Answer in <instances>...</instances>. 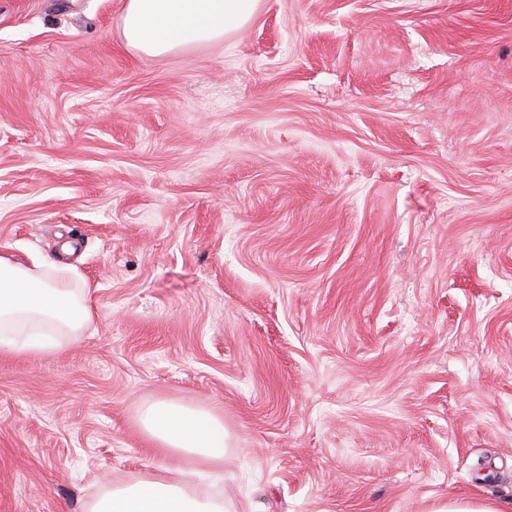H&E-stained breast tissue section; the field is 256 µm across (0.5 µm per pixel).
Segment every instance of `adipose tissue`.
<instances>
[{"label":"adipose tissue","instance_id":"1","mask_svg":"<svg viewBox=\"0 0 512 512\" xmlns=\"http://www.w3.org/2000/svg\"><path fill=\"white\" fill-rule=\"evenodd\" d=\"M255 0H126L122 37L145 57L217 43L247 25ZM91 290L71 265L40 257L21 263L0 254V352L60 349L91 321ZM144 429L162 446L166 464L113 486L87 512H225L222 498L204 494L190 477L201 464L223 467L226 431L208 411L172 402L148 405Z\"/></svg>","mask_w":512,"mask_h":512}]
</instances>
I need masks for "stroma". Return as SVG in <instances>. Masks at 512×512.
<instances>
[{
	"label": "stroma",
	"mask_w": 512,
	"mask_h": 512,
	"mask_svg": "<svg viewBox=\"0 0 512 512\" xmlns=\"http://www.w3.org/2000/svg\"><path fill=\"white\" fill-rule=\"evenodd\" d=\"M124 5L0 0V252L93 309L0 354V512L146 473L155 401L223 420L231 512H512V0H256L155 58ZM427 512H504V509L496 502L474 504L466 501H452L437 503Z\"/></svg>",
	"instance_id": "obj_1"
}]
</instances>
